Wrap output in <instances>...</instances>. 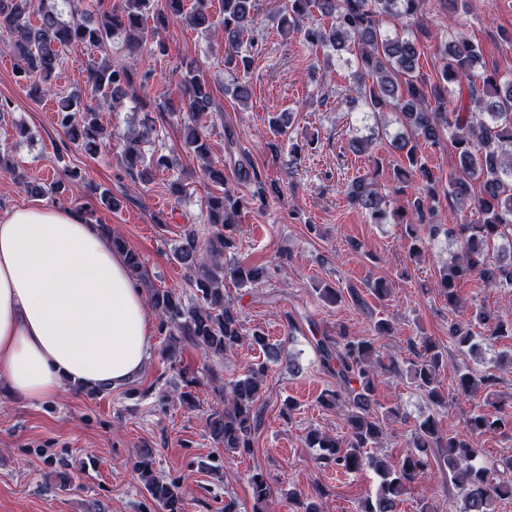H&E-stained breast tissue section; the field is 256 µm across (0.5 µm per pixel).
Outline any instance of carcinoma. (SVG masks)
I'll list each match as a JSON object with an SVG mask.
<instances>
[{
    "label": "carcinoma",
    "mask_w": 512,
    "mask_h": 512,
    "mask_svg": "<svg viewBox=\"0 0 512 512\" xmlns=\"http://www.w3.org/2000/svg\"><path fill=\"white\" fill-rule=\"evenodd\" d=\"M70 0H45L36 23L28 18L30 0H0V29L11 35V52L23 66L19 76L29 82L28 95L40 98L51 93V80L66 48L74 43L106 49L118 33L126 36V50L137 56L145 44L147 21L153 31L176 20L202 33L223 28L224 66L248 72L251 57L243 50L257 24L256 0H222V19L215 20L208 0H196L185 8V0H167V11L151 12V0H116L96 18L80 22L62 20V5ZM450 13L448 36L428 30L422 17L428 0H287L280 11L281 26L303 33L310 48L331 47L340 52L348 42H357L355 70L350 91L377 117L383 112L400 116L402 130L392 138V147L402 164L394 169V180L401 184L405 197L392 213L382 208L378 191L379 165L353 178L347 185L346 200L368 213L377 223L393 220L411 240L414 253L425 246L420 228L428 224L434 235L445 231L454 238L460 255L439 270L434 287L444 298L455 319L448 322V342L475 356L491 347L493 341L512 336V315L495 308L465 311L458 284L477 279L487 288H512V80L502 81L495 71L481 66L482 49L459 31L455 17L465 8V0H441ZM386 19L395 32L382 28ZM435 42L442 65L435 79L420 73V39ZM131 70L124 63L104 58L87 68L85 92H59L57 125L68 140L87 153L112 137L99 120L100 109L113 106L127 94ZM180 107L202 116L213 109L211 85L205 72L189 66L178 82ZM155 128L148 117L131 116L128 132L120 137V157L127 172L144 182L154 169H169L173 160L160 155L145 164L140 145L149 141ZM455 148L459 165L448 174V182L436 190L437 181L425 152L441 145L443 137ZM188 149L202 163L203 170L217 184H224V169L212 164L210 147L195 120L184 125ZM0 170L30 194L67 198L80 192L83 178L75 169L64 181L49 186L34 184L15 166L8 152L0 150ZM479 182L480 193L473 195L472 184ZM91 198L110 211L118 208L108 188L90 187ZM448 201L449 228L433 223L439 198ZM240 199L226 189L208 198L209 233L200 241L189 231L175 253V259L189 272V284L197 290V303L185 305L173 291L155 289L150 304L158 313L159 334L167 337L169 356L179 342L192 344L209 357L222 359L247 342L259 348L265 360L248 365L241 378L222 390L224 409L212 414L208 427L224 450L249 455L262 425L258 405L264 378L270 365L281 361L283 346L270 343L259 329L244 334L239 312L224 299V279L229 276L239 285L252 283L259 269L236 265L224 269V252L235 247V216ZM112 248L124 255L132 277L145 282V267L140 255L126 242L112 238ZM329 302L346 299L362 311L368 310L363 296L350 288L343 293L335 288L321 289ZM484 335L472 332V326ZM313 347L322 367L336 380V389L321 395L327 409L347 406L346 432L332 437L319 430L309 431L304 439L308 448L319 451L317 460L324 469L357 473L371 470L379 477L375 492L359 498L355 512H397L399 498L432 467L448 473L462 495L459 512H494L496 502L512 497V480L497 476V469L481 460V439L488 434L512 432V412L499 409L477 410L459 429L443 432L435 415L419 421L411 430L405 454L397 461L378 455L387 437V425L404 418L400 406L383 407L376 398L379 375L406 374L416 389L433 407L446 404L438 372L448 361L445 348L431 336H416L408 347L414 355L407 368L396 356L383 358L372 338L353 336L344 327L336 333L314 337ZM512 364V353L502 351L489 360V366L475 372L467 369L457 375L455 391L466 399L480 398L492 404L499 376L494 367ZM150 453L140 454L134 468L144 488L163 512H184V496L174 483L159 482L151 476ZM255 512H263L271 487L267 475L255 470L249 476Z\"/></svg>",
    "instance_id": "obj_1"
}]
</instances>
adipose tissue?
<instances>
[{
  "mask_svg": "<svg viewBox=\"0 0 512 512\" xmlns=\"http://www.w3.org/2000/svg\"><path fill=\"white\" fill-rule=\"evenodd\" d=\"M142 285L99 225L44 204L0 220V381L26 402L123 385L151 355Z\"/></svg>",
  "mask_w": 512,
  "mask_h": 512,
  "instance_id": "1",
  "label": "adipose tissue"
}]
</instances>
